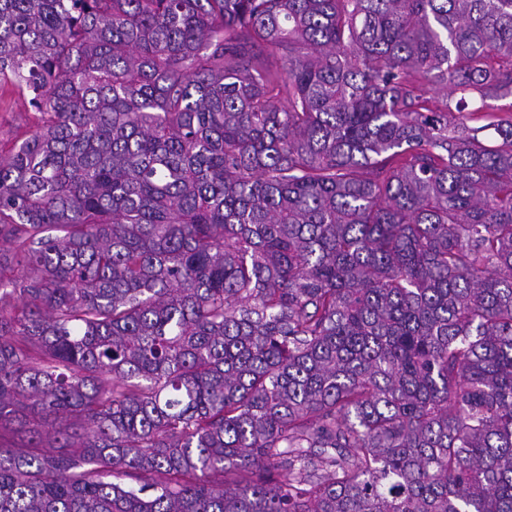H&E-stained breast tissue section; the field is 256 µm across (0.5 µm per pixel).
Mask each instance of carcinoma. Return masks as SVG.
Masks as SVG:
<instances>
[{"label":"carcinoma","instance_id":"carcinoma-1","mask_svg":"<svg viewBox=\"0 0 512 512\" xmlns=\"http://www.w3.org/2000/svg\"><path fill=\"white\" fill-rule=\"evenodd\" d=\"M0 90V512H512V0H0ZM34 113L22 97L0 95V153H7L15 141L35 130Z\"/></svg>","mask_w":512,"mask_h":512}]
</instances>
